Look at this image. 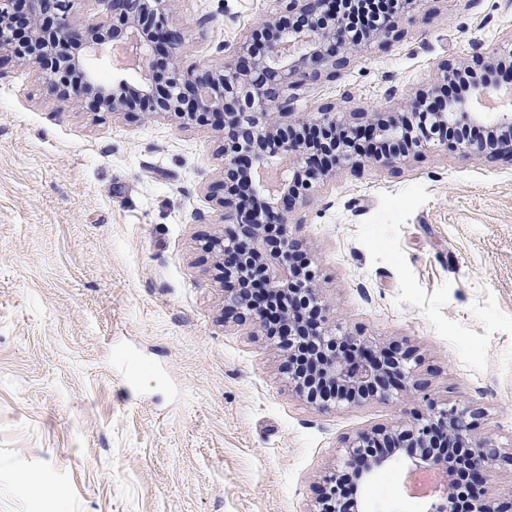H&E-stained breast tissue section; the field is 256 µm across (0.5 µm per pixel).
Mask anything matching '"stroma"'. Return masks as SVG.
Listing matches in <instances>:
<instances>
[{
	"instance_id": "35a3bbf8",
	"label": "stroma",
	"mask_w": 512,
	"mask_h": 512,
	"mask_svg": "<svg viewBox=\"0 0 512 512\" xmlns=\"http://www.w3.org/2000/svg\"><path fill=\"white\" fill-rule=\"evenodd\" d=\"M281 8L169 0L176 52L234 62ZM395 21L336 79L290 88L294 120L403 113L442 65L512 50V0H416ZM49 74L0 57V512H309L344 437L428 398L480 407L477 435L512 452V158L344 166L292 207L329 323L421 358L423 390L321 410L275 340L224 319L203 249L224 234L223 132L67 105ZM407 469L365 512H424Z\"/></svg>"
}]
</instances>
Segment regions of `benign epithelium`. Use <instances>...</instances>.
<instances>
[{
    "label": "benign epithelium",
    "instance_id": "7a95c632",
    "mask_svg": "<svg viewBox=\"0 0 512 512\" xmlns=\"http://www.w3.org/2000/svg\"><path fill=\"white\" fill-rule=\"evenodd\" d=\"M73 0H0V54L8 53L32 64H42L51 55L57 63L53 87L66 103L95 97L105 112H151L175 116L188 124L213 120L224 130L223 196L217 199L224 210V237L213 240L209 249L219 258L224 274V317L251 321L275 329L283 346L293 343L306 351V362H292L284 353L283 370L288 383L310 402L323 408L363 399L388 402L417 386L420 359L413 349L379 347L352 332L339 334L327 325L316 288L317 272L310 267L301 275L296 260L305 258L303 241L290 231L288 213L281 200L302 199L313 184L329 178L338 166H355L363 161L394 167L411 153L420 151L422 139L409 150L381 152L378 145L401 135L399 119L375 113H360V121L347 120L327 106L317 113L314 125L330 130L345 142L368 143L360 155L315 148L295 138L288 98L273 95V88L294 85L310 72L336 77L345 66L350 48L344 26L332 19L335 0H284L288 18L304 22L283 28L281 19H268L262 28L273 32L266 42L247 40L240 60L220 69L181 67L179 56H167L169 77L166 88L155 83V55L167 44L176 43L166 15L169 0H110L112 16L121 27L111 28L106 19H91L77 25L71 19ZM120 47L142 63V82L125 80L104 85L93 78L70 83L65 69L82 63L85 56ZM415 118L422 126L458 128L476 123L480 113L466 109L455 99L441 100L420 94L410 103L402 119ZM450 151L469 154L508 155L512 139L489 144L481 139L444 136L438 139ZM287 161L275 184L265 186L257 175L274 163ZM483 411L469 405L447 406L433 400L427 409L412 415L407 428L380 426L343 440L341 468L322 475L323 490L310 512H361L358 499L343 502L342 477H355L361 493L374 474L393 467L396 454L372 455L368 443L406 449L414 471H439L443 462L431 450V440L456 443L468 449L470 487L480 501L478 512H512L489 492L495 462L501 449L485 437L474 439L471 431ZM426 512H455L444 485L429 496Z\"/></svg>",
    "mask_w": 512,
    "mask_h": 512
}]
</instances>
